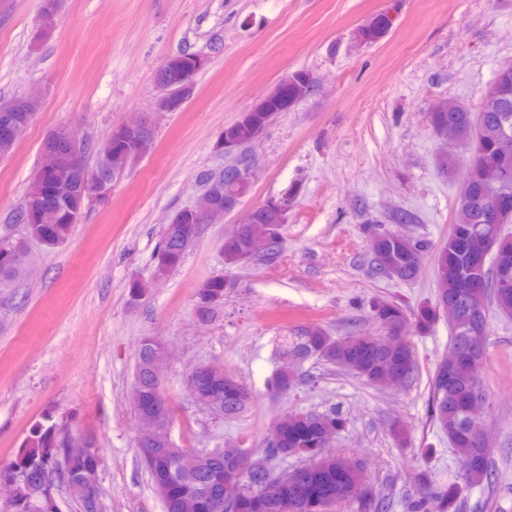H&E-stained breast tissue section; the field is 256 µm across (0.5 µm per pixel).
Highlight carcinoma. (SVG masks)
I'll return each mask as SVG.
<instances>
[{
  "instance_id": "cac0c4a2",
  "label": "carcinoma",
  "mask_w": 512,
  "mask_h": 512,
  "mask_svg": "<svg viewBox=\"0 0 512 512\" xmlns=\"http://www.w3.org/2000/svg\"><path fill=\"white\" fill-rule=\"evenodd\" d=\"M390 28L391 19L383 12L363 25L358 37L364 42H375ZM194 57L195 53L186 49L167 57L161 81L171 82L189 72ZM314 86L315 80L307 71L288 75L240 120L224 128L225 140L238 147L251 143L258 129L266 127L278 113L293 108ZM429 120L431 125L462 138L470 152L471 170L468 187L457 197L456 219L448 242L435 262L436 299L420 305L413 317L418 330L425 331L446 308L454 309L456 324L451 327L450 347L473 357L475 362L458 365L452 382L446 387L439 382L441 367H436L432 378L431 418L440 429L448 432V439L454 442L461 459L469 460V464L462 465L463 480L469 485L488 484L493 477L490 448L486 442L469 436L466 405L482 391L478 367L487 336L486 308L491 303L499 313L512 315V281L504 285L497 283L490 269L468 266L465 256L485 251L491 242L495 256L512 263V237L488 223L484 205L470 200L481 194L490 200L501 192L512 199V67L498 71L484 90L478 111L442 101L431 108ZM61 177L63 183L58 190L64 196L62 211H48L38 206L29 188L15 219L23 225L24 236L15 239L9 226H4L0 244L7 242L13 247L6 251L0 249V280L22 276L23 267L16 253H26V243L36 241L49 249L59 247L68 240L73 225L80 221L87 208L82 191L85 183L93 179L94 172L83 168L64 169ZM204 181L215 184V192L209 198L215 206H224V198L230 195L248 192V188L232 182L226 172L207 173ZM277 202L276 197L267 199L249 213L239 232L227 238L223 245L225 265L230 267L276 255L281 230L287 222ZM199 224L193 207L175 214L155 250L153 276L163 278L181 265ZM370 242L378 274L411 281L421 273L427 255L425 242L409 241L391 232H374ZM196 298L197 317L202 322L210 321L215 307L224 300V278L214 277L203 282ZM372 312L388 329V335L335 339L321 327L309 325L296 330L292 336L281 337L277 352L282 364L271 379L272 389L278 393L288 392L297 380L292 364L311 358L340 366L374 384H386L395 378L409 379L416 370V358L411 344L403 336L407 324L404 310L395 303L376 298ZM365 341L372 347V355L362 360L358 350ZM164 367L165 361L158 348L141 342L134 386L145 396L162 391ZM188 385L207 408L224 417L238 415L251 400L250 390L224 375L219 367L207 372L192 371ZM344 426L343 414L336 409L320 414L286 415L275 424L280 435L269 436L263 456L257 458L244 448H226L219 454L176 448L168 437L167 426L163 425L157 430L153 443L139 447L140 464L149 475L165 512H193V503L199 495L203 497V504L198 512H213L211 504L224 494L225 477L242 463L248 464L262 493V512H328L329 506L314 507L299 497L283 500L277 478L267 472V459L274 454L283 459L296 455L307 458L311 442L333 437ZM61 460L65 462L64 489L82 503L87 512H103L102 460L96 438L91 434L73 438L67 422L53 415H46L31 426L14 458L5 466L19 487L12 512H60V508L44 496L43 485ZM312 464L329 480L336 478V473H343L342 482L336 487L338 501L349 497V488L363 478L364 462L357 457H338L324 452L312 458ZM417 482L422 493L408 502V512L458 510L460 488L457 483L437 486L425 470L418 473ZM173 484L182 485L185 493H172L170 486ZM87 488L94 489V499H85Z\"/></svg>"
}]
</instances>
